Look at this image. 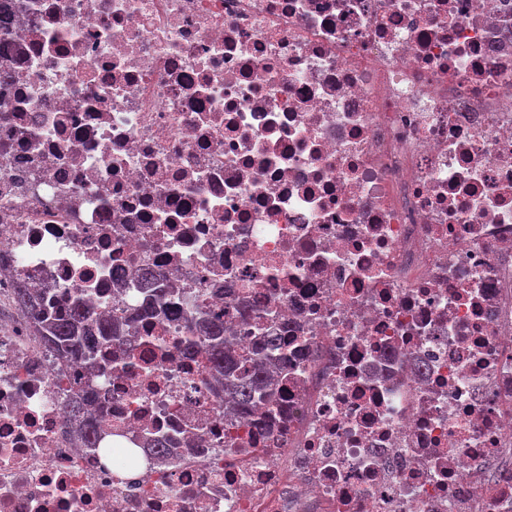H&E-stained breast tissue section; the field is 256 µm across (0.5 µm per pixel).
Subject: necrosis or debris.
<instances>
[{"label": "necrosis or debris", "mask_w": 512, "mask_h": 512, "mask_svg": "<svg viewBox=\"0 0 512 512\" xmlns=\"http://www.w3.org/2000/svg\"><path fill=\"white\" fill-rule=\"evenodd\" d=\"M0 16V512H512V0ZM20 288L111 318L97 371ZM193 312L278 337L272 404ZM194 329L198 339L193 346L204 352L211 371L224 384V405L242 408L264 401L274 372L265 356L237 354L233 336L224 334V322L195 323ZM87 404L80 400H75L68 403L64 407V416L67 420H75L83 423V428L78 434L79 440L87 444L91 443V435L94 433L95 426L90 421H87Z\"/></svg>", "instance_id": "4bbe7bcc"}]
</instances>
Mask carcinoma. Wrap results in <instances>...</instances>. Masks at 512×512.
Instances as JSON below:
<instances>
[{
  "instance_id": "1",
  "label": "carcinoma",
  "mask_w": 512,
  "mask_h": 512,
  "mask_svg": "<svg viewBox=\"0 0 512 512\" xmlns=\"http://www.w3.org/2000/svg\"><path fill=\"white\" fill-rule=\"evenodd\" d=\"M15 302L39 326L42 336L53 351L67 356L84 355L112 335L108 323L90 324L91 311L80 304L62 312H49L41 298L27 288H20ZM197 349L204 352L218 381L224 382V402L235 408L249 407L265 400L273 376V367L261 355H240L235 351L234 338L224 334V323L194 324ZM68 420L83 423L79 440L90 443L95 426L87 421V404L79 400L64 407Z\"/></svg>"
}]
</instances>
